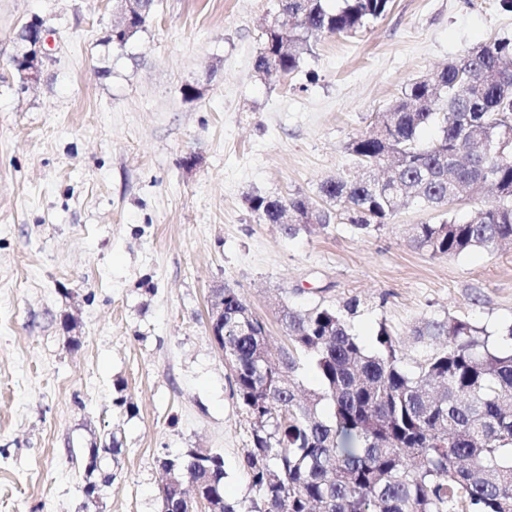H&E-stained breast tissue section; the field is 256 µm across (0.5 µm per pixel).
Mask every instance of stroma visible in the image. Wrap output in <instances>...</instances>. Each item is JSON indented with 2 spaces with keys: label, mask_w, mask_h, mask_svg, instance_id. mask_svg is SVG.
<instances>
[{
  "label": "stroma",
  "mask_w": 512,
  "mask_h": 512,
  "mask_svg": "<svg viewBox=\"0 0 512 512\" xmlns=\"http://www.w3.org/2000/svg\"><path fill=\"white\" fill-rule=\"evenodd\" d=\"M116 5L0 0V512H161L160 461L190 448L223 456L226 499L251 496L253 424L206 324L224 285L274 347L282 305L360 297L365 346L387 326L410 367L424 321L512 319V247L431 257L402 234L433 218L423 206L369 236H289L248 207L354 175L347 143L406 84L512 37L497 0H393L288 76L254 68L276 0H159L122 47L107 41ZM35 16L54 41L21 91L15 33ZM112 436L94 504L85 458Z\"/></svg>",
  "instance_id": "obj_1"
}]
</instances>
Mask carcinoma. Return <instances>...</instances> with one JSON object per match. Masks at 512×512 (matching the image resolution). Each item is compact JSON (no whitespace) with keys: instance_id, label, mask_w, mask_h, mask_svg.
<instances>
[{"instance_id":"cac0c4a2","label":"carcinoma","mask_w":512,"mask_h":512,"mask_svg":"<svg viewBox=\"0 0 512 512\" xmlns=\"http://www.w3.org/2000/svg\"><path fill=\"white\" fill-rule=\"evenodd\" d=\"M393 0H278L263 18L255 71H296L313 38L350 36L384 18ZM155 0L121 16L108 40L123 47L148 22ZM439 134L424 145L420 132ZM362 175L320 185L321 203L254 196L250 209L286 234L333 221L370 235L404 207L440 212L409 224L408 242L432 257L512 244V38L473 47L417 79L346 146ZM495 201L460 220L453 205ZM362 302L282 307L288 344L275 350L240 291L224 288V357L232 394L253 420L245 456L257 497H224V459L182 454L185 478L216 496L220 512H512V347L491 346L467 318L425 321L420 343L442 340L414 368L386 325L369 351L351 319ZM306 358L320 390L298 396Z\"/></svg>"}]
</instances>
